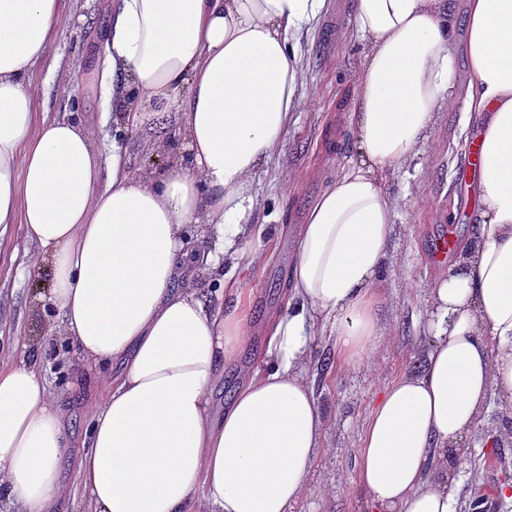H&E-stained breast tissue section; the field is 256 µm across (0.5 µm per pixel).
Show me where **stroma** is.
Masks as SVG:
<instances>
[{
  "label": "stroma",
  "mask_w": 512,
  "mask_h": 512,
  "mask_svg": "<svg viewBox=\"0 0 512 512\" xmlns=\"http://www.w3.org/2000/svg\"><path fill=\"white\" fill-rule=\"evenodd\" d=\"M351 2L330 0L327 18L305 35L295 121L279 153L254 180V204L241 240L262 239L269 259L253 274L254 333L242 359L259 368L266 360L265 315L286 301L298 226L308 204L322 191L325 174L345 165L352 155L346 115L356 109L362 41L355 32ZM108 18V0H63L50 57L31 73L32 82L41 89L36 119L73 117L98 124L104 97L93 74L94 48ZM456 59L459 97L453 109L441 113L418 158L419 169L385 177L398 213L391 260L380 281L384 298L380 319L391 331L390 342L359 366L347 365L335 354L329 337H316L311 345L307 375L314 379L315 395L331 423L323 433L326 451L317 457L305 487L304 512H365L356 455L370 411L385 386L417 368L412 344L425 318L427 290L448 269L447 263L434 259L433 242L444 230L458 239L468 228L474 204L459 195L457 184L469 132L480 116L468 107L472 75L461 36L456 39ZM69 83L79 87L77 98L71 100L60 93ZM290 168L302 171L299 181L285 182L283 173ZM33 250L21 225H11L0 237V306L14 312L12 323L0 328V363H33L47 382L50 398L68 413L72 457L62 467V478L70 495L49 512H91L77 479L75 458L82 451L91 410L103 392L92 386L96 367L50 330L56 321L47 306L52 282L48 273L27 271V256ZM485 419L510 431L511 437L497 447L484 448L482 429L471 434L452 485L456 512H471V503L478 498L483 499L485 512H512V501L499 493L504 478L512 477V418L494 397Z\"/></svg>",
  "instance_id": "stroma-1"
}]
</instances>
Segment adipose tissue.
Wrapping results in <instances>:
<instances>
[{"instance_id": "1", "label": "adipose tissue", "mask_w": 512, "mask_h": 512, "mask_svg": "<svg viewBox=\"0 0 512 512\" xmlns=\"http://www.w3.org/2000/svg\"><path fill=\"white\" fill-rule=\"evenodd\" d=\"M328 0H112L95 74L112 95L111 147L94 127L36 121L30 81L62 18L61 0H0V234L22 225L49 256L60 334L97 367L78 478L93 512H294L328 419L307 379L314 337L350 365L386 330L378 279L394 235L384 176L413 166L440 113L456 104L464 30L481 118L478 205L446 274L426 297L419 371L386 386L358 448L369 512H454V460L490 393L512 411V0H354L365 45L357 156L309 205L288 310L273 318L266 367L243 370L223 409L212 389L252 340V273L242 244L252 182L280 150L298 100L302 33ZM183 147L143 176L126 155L159 115ZM211 227L215 252L190 254L185 229ZM224 268L206 296L197 275ZM67 417L27 362L0 367V497L48 512L67 489Z\"/></svg>"}]
</instances>
